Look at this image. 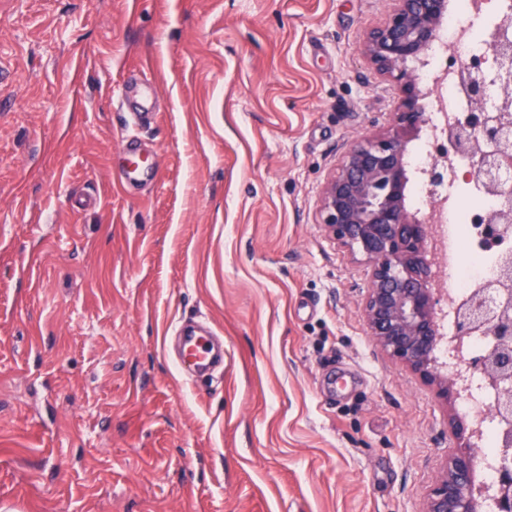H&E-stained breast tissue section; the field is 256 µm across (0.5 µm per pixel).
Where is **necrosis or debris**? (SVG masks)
Here are the masks:
<instances>
[{"label":"necrosis or debris","instance_id":"4bbe7bcc","mask_svg":"<svg viewBox=\"0 0 512 512\" xmlns=\"http://www.w3.org/2000/svg\"><path fill=\"white\" fill-rule=\"evenodd\" d=\"M481 0H457L448 14L445 26L440 27L438 37L426 60L427 74L436 87V97L446 104V111H434L426 125L424 138L418 148L415 162L425 168L440 155V143L435 130L447 124L450 107H458L454 117L466 120L467 96L458 81L453 67L448 64L450 52L467 55L475 41L485 42L489 49H496L499 38L512 40V0H505L504 7L493 17L489 29L478 31L459 21L460 14L477 11ZM456 195V202H449V195ZM414 198L417 205L435 216V238L438 249L448 253V299L442 309L441 323L445 336L453 344L441 348L438 358L449 371H466L470 390L462 399L464 412L480 420L481 426L476 446L486 460L477 474V486L481 492H492L498 481L497 460L502 452V434L491 415L495 402V387L485 378L470 371L469 366L486 353L491 342L487 337L469 335L457 337L454 307L461 300L475 294L481 286L497 279L502 259L512 254V233L498 239L488 238L486 217L500 207L499 195L487 192L483 186L471 181H458L455 188L447 184L432 186L420 184Z\"/></svg>","mask_w":512,"mask_h":512}]
</instances>
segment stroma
<instances>
[{"mask_svg":"<svg viewBox=\"0 0 512 512\" xmlns=\"http://www.w3.org/2000/svg\"><path fill=\"white\" fill-rule=\"evenodd\" d=\"M389 0H0V512H424L459 404L317 222ZM154 180L126 177L127 83ZM224 342L193 376L175 330Z\"/></svg>","mask_w":512,"mask_h":512,"instance_id":"stroma-1","label":"stroma"}]
</instances>
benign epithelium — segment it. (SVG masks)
<instances>
[{"mask_svg":"<svg viewBox=\"0 0 512 512\" xmlns=\"http://www.w3.org/2000/svg\"><path fill=\"white\" fill-rule=\"evenodd\" d=\"M448 0H392L384 22L368 33L364 55L398 90L392 123L377 135L353 145L324 185L318 211L327 234L369 264L370 288L365 318L375 342L394 360L424 381L436 385L438 395L450 402L461 399L460 377L436 371L434 351L441 339L437 321L439 303L433 288L436 267L429 255V228L406 206L409 183L405 153L408 143L425 124L419 107L420 81L408 63L421 58L433 43ZM512 45L497 47L490 75L504 88L512 86L508 62ZM458 78L469 86L470 104L482 108V85L467 81L460 65ZM448 153L468 158L471 172L487 190L503 198L502 207L489 218L501 232L512 225V193L503 190V168L512 167V128L500 116H489L477 129L451 123L440 131ZM508 287L488 304L484 296L471 298L456 310L459 332L480 334L492 341L476 370L498 387L495 417L512 429V259L501 266L492 287ZM453 435L459 448L448 456L446 470L429 495L425 512H481L472 479L483 459L473 447L472 421L454 418ZM496 512H512V477L498 485Z\"/></svg>","mask_w":512,"mask_h":512,"instance_id":"7a95c632","label":"benign epithelium"}]
</instances>
